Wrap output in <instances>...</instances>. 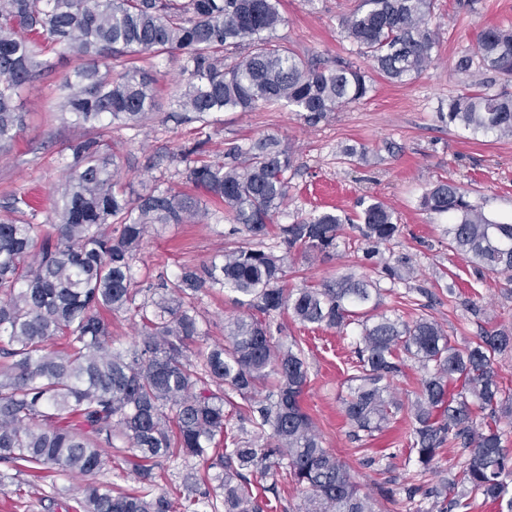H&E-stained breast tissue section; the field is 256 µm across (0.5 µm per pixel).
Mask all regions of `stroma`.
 <instances>
[{
    "label": "stroma",
    "instance_id": "35a3bbf8",
    "mask_svg": "<svg viewBox=\"0 0 512 512\" xmlns=\"http://www.w3.org/2000/svg\"><path fill=\"white\" fill-rule=\"evenodd\" d=\"M359 0H281L283 22L275 36L302 58L333 66L350 63L370 76L368 98L328 113L318 125H307L288 108L271 105L251 112H216L206 123H179L167 110L150 113L135 126L113 124L104 141L115 155L124 182L136 191L180 189L184 168L178 153L184 145L207 137L209 153L229 144L276 136L296 157L288 199L275 221L289 224L313 211L333 210L349 217L342 243L329 253H292L283 285L293 291L336 280L345 273L371 275L355 244L360 237L352 219L360 202L382 200L392 208L400 233L382 250L389 261L409 258L412 279L382 291L377 313L406 322L420 316L436 320L458 347L475 341L482 329L512 331V283L505 276L479 273L448 248L449 218L424 211L421 198L438 181L448 180L466 192L489 218L512 221V136L471 135L442 123L448 100L469 90L512 94V80L478 66L467 73L457 60L472 53L479 33L489 26L512 27V0H434L432 26L439 35L434 59L416 78L390 83L377 75L371 61L355 54L342 30L343 19ZM52 71L37 77L16 104L24 127L11 146L0 150V204L12 196L25 198L40 224L56 222L55 205L67 177V146L94 135L58 108L56 87L75 69L88 66L61 47L44 48ZM182 55L138 56L136 67L152 78L160 103H167L181 80ZM354 149L347 157L346 149ZM228 213L194 224H169L149 230L134 272L140 288L156 287L181 268L202 267L220 260L225 247L247 246L245 234H230ZM196 306L205 343L224 339V323L241 315L234 293L205 291ZM285 339L302 343L310 379L301 395L324 447L348 467L362 491L377 496L378 512H430L431 502L410 500L404 489L412 470L407 439L413 427L410 408L423 375L407 359L393 391L401 410L375 437L354 439L343 416L341 399L349 393L348 374L358 325L344 328L302 325L289 312L275 317ZM82 480L58 471L37 479L25 474L0 488V512H66ZM397 489L395 501L380 499L381 488Z\"/></svg>",
    "mask_w": 512,
    "mask_h": 512
}]
</instances>
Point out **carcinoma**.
Listing matches in <instances>:
<instances>
[{
  "mask_svg": "<svg viewBox=\"0 0 512 512\" xmlns=\"http://www.w3.org/2000/svg\"><path fill=\"white\" fill-rule=\"evenodd\" d=\"M433 0H360L343 22L345 37L390 82L406 83L431 61L438 37ZM283 21L279 0H0V147L23 128L14 97L36 74L52 69L41 46L59 45L77 57L108 62L76 69L57 87L59 107L92 127L108 116L137 124L158 107L152 79L110 61L179 51L185 56L171 112L196 121L212 112H248L284 104L316 125L330 112L365 99L368 76L350 65L320 67L275 40ZM512 77V30L489 26L476 51L459 58ZM441 122L473 135L512 136V95L465 92L448 102ZM205 142L180 150L181 172L194 192L127 189L101 136L67 147L68 177L59 223L45 227L19 217L21 198L0 216V463L16 471L59 470L92 477L122 455L138 487L123 491L85 484L74 512H203L214 508L189 474L177 497L158 483L163 463L198 459L219 470L224 512H267L281 502V485L304 492L296 512H376L335 453L322 446L300 403L309 371L300 344L274 336L272 316L285 309L302 324L361 326L348 375L343 412L353 436L372 437L399 409L391 396L407 355L426 370L411 412L410 448L416 472H432L440 450L462 449L454 482L411 484L444 512H466L481 497L512 512V455L502 445L499 411L512 401L497 380L495 357L512 349V334L485 330L463 349L422 316L413 324L364 307L380 280L406 281L413 268L391 265L381 247L399 233L394 213L374 200L361 211L363 260L379 275H346L335 283L289 292L281 281L292 250L339 247L343 219L333 211L277 225L285 246L224 252V260L186 267L161 284L158 299L136 302L133 273L148 229L187 224L211 210L231 214L263 239L288 198L294 156L262 136L234 144L221 158H201ZM423 209L446 214L448 248L480 272L512 281V224L488 218L456 185L440 181L422 197ZM228 290L250 314L224 323V343L192 350L202 336L198 294ZM139 317L137 336L112 346V316ZM463 379L451 392L449 382ZM238 421L225 440L224 407ZM484 425L474 422L475 410ZM461 491H455L456 487Z\"/></svg>",
  "mask_w": 512,
  "mask_h": 512,
  "instance_id": "carcinoma-1",
  "label": "carcinoma"
}]
</instances>
